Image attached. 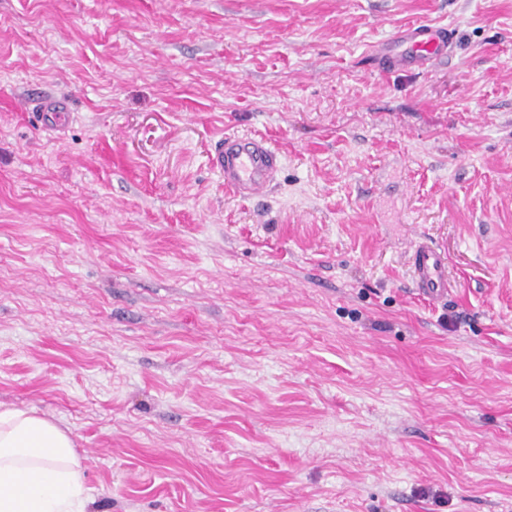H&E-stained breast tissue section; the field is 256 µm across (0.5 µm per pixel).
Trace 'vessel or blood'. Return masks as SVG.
Instances as JSON below:
<instances>
[{
    "instance_id": "b4317fda",
    "label": "vessel or blood",
    "mask_w": 512,
    "mask_h": 512,
    "mask_svg": "<svg viewBox=\"0 0 512 512\" xmlns=\"http://www.w3.org/2000/svg\"><path fill=\"white\" fill-rule=\"evenodd\" d=\"M450 42L445 29L419 25L400 32L386 47L383 64L387 70H426L445 60ZM280 154L273 143L261 136L227 134L215 143L211 165L224 175L225 187L243 197L263 194L273 181ZM409 264L414 284L427 300L444 301L452 285L442 253L421 242L412 250Z\"/></svg>"
}]
</instances>
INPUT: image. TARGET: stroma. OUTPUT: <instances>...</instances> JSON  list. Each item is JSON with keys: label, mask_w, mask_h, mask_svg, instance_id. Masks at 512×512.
<instances>
[{"label": "stroma", "mask_w": 512, "mask_h": 512, "mask_svg": "<svg viewBox=\"0 0 512 512\" xmlns=\"http://www.w3.org/2000/svg\"><path fill=\"white\" fill-rule=\"evenodd\" d=\"M0 404L87 512H512V0H0ZM446 29L419 25L400 32L382 57L389 71L426 70L448 58ZM280 154L266 137L225 134L215 143L214 169L224 174V186L242 197L263 194L278 171ZM409 264L414 284L428 301L442 302L451 291L448 265L442 253L427 242H419L412 250Z\"/></svg>", "instance_id": "obj_1"}]
</instances>
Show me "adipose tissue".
Instances as JSON below:
<instances>
[{"label": "adipose tissue", "mask_w": 512, "mask_h": 512, "mask_svg": "<svg viewBox=\"0 0 512 512\" xmlns=\"http://www.w3.org/2000/svg\"><path fill=\"white\" fill-rule=\"evenodd\" d=\"M69 431L33 410L0 408V512H87Z\"/></svg>", "instance_id": "ef3b65f1"}]
</instances>
